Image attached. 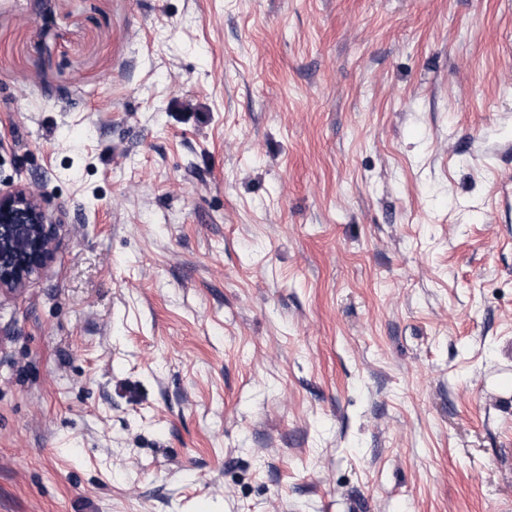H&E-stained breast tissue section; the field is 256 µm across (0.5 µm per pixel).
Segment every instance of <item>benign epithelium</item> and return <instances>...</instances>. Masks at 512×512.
Segmentation results:
<instances>
[{
  "label": "benign epithelium",
  "mask_w": 512,
  "mask_h": 512,
  "mask_svg": "<svg viewBox=\"0 0 512 512\" xmlns=\"http://www.w3.org/2000/svg\"><path fill=\"white\" fill-rule=\"evenodd\" d=\"M55 236L32 187L0 190V291L16 292L46 264Z\"/></svg>",
  "instance_id": "7a95c632"
}]
</instances>
